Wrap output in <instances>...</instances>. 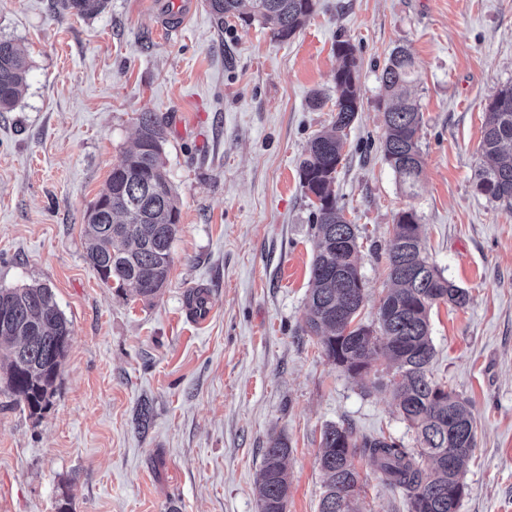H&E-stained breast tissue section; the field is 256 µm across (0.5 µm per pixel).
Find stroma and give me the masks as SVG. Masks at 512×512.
Instances as JSON below:
<instances>
[{
    "mask_svg": "<svg viewBox=\"0 0 512 512\" xmlns=\"http://www.w3.org/2000/svg\"><path fill=\"white\" fill-rule=\"evenodd\" d=\"M54 2L0 0V39L30 65L0 112V287L48 285L74 334L42 413L0 385V512H259L276 436L291 448L288 512H318L326 425L413 447L386 370L357 384L302 330L315 248L300 162L333 116L340 40L362 88L334 183L358 235L360 317L375 319L394 224L414 210L430 261L468 294L430 314L434 377L476 426L458 512H512V209L476 190L486 105L512 84V0H317L285 41L237 17L216 27L206 0L174 33L157 0H109L92 19ZM398 46L423 114L412 194L381 151L380 75ZM144 112L165 120L181 212L150 301L103 284L83 234ZM354 462L363 512H407L367 457Z\"/></svg>",
    "mask_w": 512,
    "mask_h": 512,
    "instance_id": "obj_1",
    "label": "stroma"
}]
</instances>
